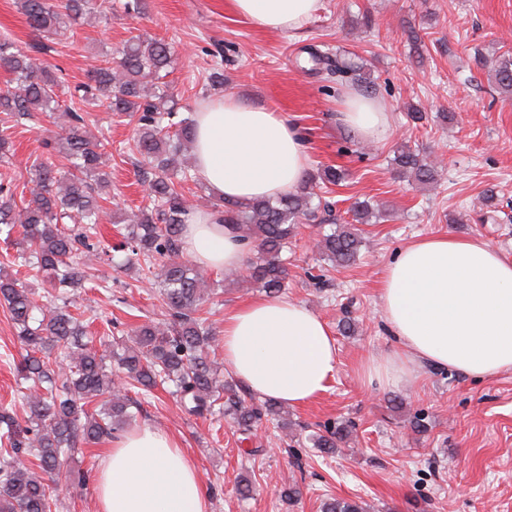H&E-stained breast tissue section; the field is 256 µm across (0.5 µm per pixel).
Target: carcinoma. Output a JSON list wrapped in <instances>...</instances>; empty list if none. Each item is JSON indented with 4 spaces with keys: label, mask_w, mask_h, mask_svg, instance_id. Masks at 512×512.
Listing matches in <instances>:
<instances>
[{
    "label": "carcinoma",
    "mask_w": 512,
    "mask_h": 512,
    "mask_svg": "<svg viewBox=\"0 0 512 512\" xmlns=\"http://www.w3.org/2000/svg\"><path fill=\"white\" fill-rule=\"evenodd\" d=\"M29 27L48 41L74 36L73 23L90 14L108 20L112 0H21ZM112 60L105 54L88 71L89 82L73 88L61 84L47 64L0 38V68L13 75L0 90V164H13L15 127L48 121L60 129L43 143L45 152L60 159L62 168L33 162L29 168L35 188L16 199L10 184H0V234L12 239L20 229L22 248L11 263L28 274L14 276L0 266V301L11 315L26 355L19 373L27 383L23 413L0 408V512H52L61 458L79 444L96 443L126 430L133 419L130 388L149 394L158 382L168 383L183 408L203 417L220 411L224 419L251 434L262 420L282 417L283 406L267 401L256 407L237 393L234 381L220 379L213 359L218 350L207 314L215 290L205 287L202 274L184 256V224L196 209L181 192L185 174L176 178L179 155L193 145L194 122L167 106L172 52L163 39L127 41ZM316 73L343 78L364 65L341 56L332 58L309 50ZM493 73L497 88L512 95V48L480 61ZM70 103L60 104V95ZM101 106L129 115L136 124V148L146 164L139 181L148 204L128 218L124 233L129 269L143 261L147 280L166 306L165 318L145 322L121 339L89 335L88 324L76 316L78 289L88 280L89 263L101 258L97 224L104 214L103 191L111 173L103 161L105 138L89 129L91 112ZM394 169L420 184L435 180L441 165L408 145L393 158ZM345 173L333 166L314 180L336 185ZM316 193L304 188L273 202H226L207 197L210 211L237 226L254 250L249 281L266 293L286 286L292 242L304 224L317 223L318 250L332 265L353 263L359 253V224L382 215L368 201L350 208L352 221L336 224L332 203H313ZM72 223L73 227H65ZM46 277L54 290L43 300L28 283ZM96 403L90 411L88 406ZM345 426L327 427L315 435L314 447L333 455L348 437ZM322 512H368L362 501L327 498Z\"/></svg>",
    "instance_id": "cac0c4a2"
}]
</instances>
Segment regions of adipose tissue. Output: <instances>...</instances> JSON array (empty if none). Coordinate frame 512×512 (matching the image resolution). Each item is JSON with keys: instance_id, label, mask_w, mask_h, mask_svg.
I'll use <instances>...</instances> for the list:
<instances>
[{"instance_id": "ef3b65f1", "label": "adipose tissue", "mask_w": 512, "mask_h": 512, "mask_svg": "<svg viewBox=\"0 0 512 512\" xmlns=\"http://www.w3.org/2000/svg\"><path fill=\"white\" fill-rule=\"evenodd\" d=\"M231 12L254 28L291 32L311 19L321 0H230ZM337 119L357 138L389 134L380 101L352 92ZM194 158L202 181L228 201L276 200L295 190L308 154L288 116L234 95L198 111ZM182 249L205 270H238L247 242L230 224L203 212L192 216ZM381 317L397 350L368 355L366 384L395 387L419 366L474 378L512 370V257L477 238L433 235L410 243L379 280ZM224 366L261 399L302 407L321 397L338 366L332 328L302 303L260 295L236 306L219 338ZM98 512H209L193 462L169 433L143 425L116 435L95 476Z\"/></svg>"}]
</instances>
